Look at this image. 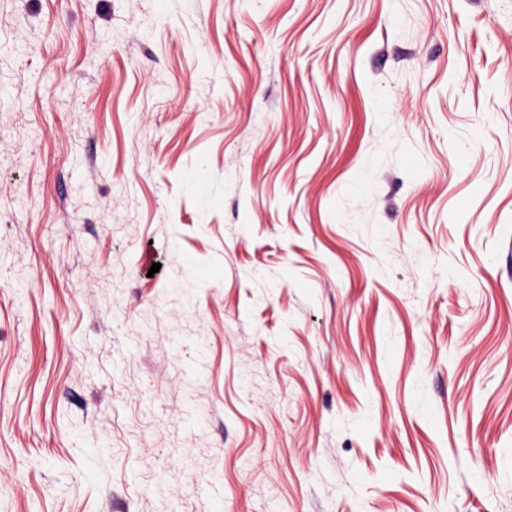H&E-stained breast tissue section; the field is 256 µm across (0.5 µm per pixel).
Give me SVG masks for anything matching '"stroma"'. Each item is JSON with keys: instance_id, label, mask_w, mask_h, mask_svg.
Returning a JSON list of instances; mask_svg holds the SVG:
<instances>
[{"instance_id": "obj_1", "label": "stroma", "mask_w": 512, "mask_h": 512, "mask_svg": "<svg viewBox=\"0 0 512 512\" xmlns=\"http://www.w3.org/2000/svg\"><path fill=\"white\" fill-rule=\"evenodd\" d=\"M0 512H512V0H0Z\"/></svg>"}]
</instances>
